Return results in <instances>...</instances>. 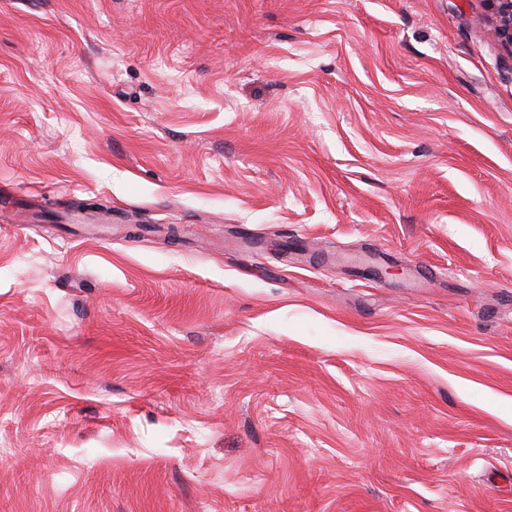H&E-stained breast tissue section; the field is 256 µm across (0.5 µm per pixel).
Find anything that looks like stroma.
I'll return each mask as SVG.
<instances>
[{
	"instance_id": "obj_1",
	"label": "stroma",
	"mask_w": 512,
	"mask_h": 512,
	"mask_svg": "<svg viewBox=\"0 0 512 512\" xmlns=\"http://www.w3.org/2000/svg\"><path fill=\"white\" fill-rule=\"evenodd\" d=\"M0 512H512L483 0H0Z\"/></svg>"
}]
</instances>
